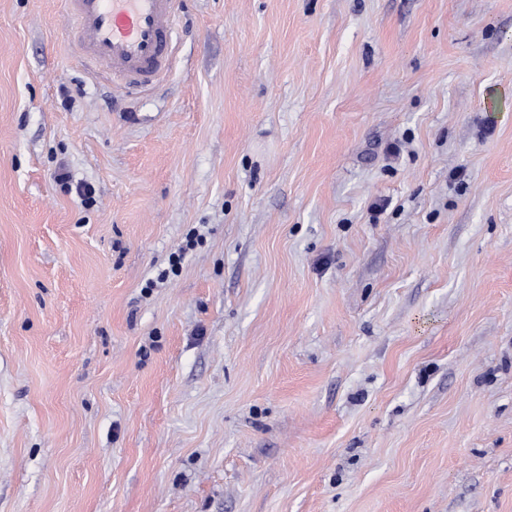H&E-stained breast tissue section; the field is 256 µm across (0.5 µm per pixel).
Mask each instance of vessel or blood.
Returning a JSON list of instances; mask_svg holds the SVG:
<instances>
[{"label": "vessel or blood", "instance_id": "b4317fda", "mask_svg": "<svg viewBox=\"0 0 512 512\" xmlns=\"http://www.w3.org/2000/svg\"><path fill=\"white\" fill-rule=\"evenodd\" d=\"M82 57L128 87L157 82L172 65L177 0H66Z\"/></svg>", "mask_w": 512, "mask_h": 512}]
</instances>
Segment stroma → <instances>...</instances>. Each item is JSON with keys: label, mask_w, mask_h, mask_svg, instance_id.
Returning <instances> with one entry per match:
<instances>
[{"label": "stroma", "mask_w": 512, "mask_h": 512, "mask_svg": "<svg viewBox=\"0 0 512 512\" xmlns=\"http://www.w3.org/2000/svg\"><path fill=\"white\" fill-rule=\"evenodd\" d=\"M177 24L0 0V512H512V0ZM82 57L112 81L145 88L172 65L177 0H66Z\"/></svg>", "instance_id": "35a3bbf8"}]
</instances>
